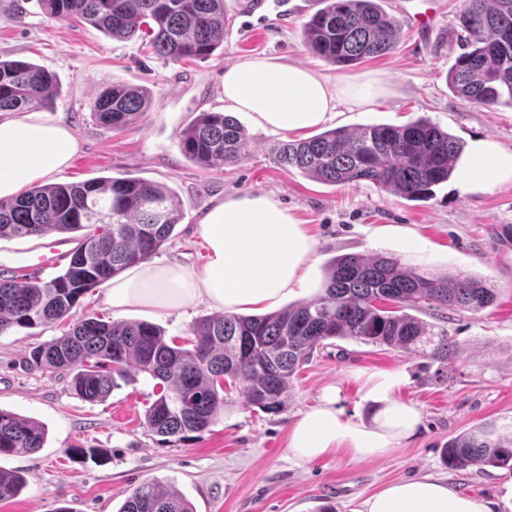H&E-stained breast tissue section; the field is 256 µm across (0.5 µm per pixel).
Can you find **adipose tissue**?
Returning a JSON list of instances; mask_svg holds the SVG:
<instances>
[{"label":"adipose tissue","instance_id":"ef3b65f1","mask_svg":"<svg viewBox=\"0 0 512 512\" xmlns=\"http://www.w3.org/2000/svg\"><path fill=\"white\" fill-rule=\"evenodd\" d=\"M225 104L248 113L273 134L320 126L338 105L372 104L387 90L375 77L328 79L311 69L270 57L239 61L224 71ZM77 142L70 127L38 112L0 119V200L28 191L66 168ZM461 194L475 195L512 184V149L490 136L469 140L455 165ZM197 231L208 257L199 269L148 259L110 281L104 299L119 315L132 308L160 312L195 303L226 314L263 309L292 294L318 293L322 282L314 256L318 243L295 215L273 196H229L208 209ZM396 377L374 381L367 393L373 407L366 419H353L336 406L335 390L301 413L288 432V448L304 462L343 451L355 457L379 456L412 438L420 410L394 395ZM360 512H491L489 505L448 483L414 478L390 483L370 495Z\"/></svg>","mask_w":512,"mask_h":512}]
</instances>
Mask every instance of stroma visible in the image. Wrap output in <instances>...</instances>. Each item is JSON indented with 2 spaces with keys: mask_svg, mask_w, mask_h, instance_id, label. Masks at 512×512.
Masks as SVG:
<instances>
[{
  "mask_svg": "<svg viewBox=\"0 0 512 512\" xmlns=\"http://www.w3.org/2000/svg\"><path fill=\"white\" fill-rule=\"evenodd\" d=\"M252 2L225 0L230 26L212 56L173 63L142 37L115 40L85 23L43 17L37 0H0V59L29 61L55 74L57 97L48 114L68 124L78 143L52 182L125 177L172 188L183 216L156 256L194 267L206 260L197 225L208 208L229 195L274 194L317 239L318 273L339 255L386 254L410 266L486 280L496 302L475 314L450 315L447 323L449 336L481 352L450 361L437 379L421 359L335 340L303 366L281 413L237 401L201 436L165 443L145 424L158 392L153 379L141 375L120 383L105 401H82L69 375L29 364L33 348L59 336L57 326L13 330L0 335V409L41 422L47 436L37 453L0 457V469L26 480L19 496L0 503V512H118L146 482L174 488L194 512H317L327 503L336 512H358L386 484L422 476L490 502L493 512H512V468L451 469L441 455L449 438L483 423L512 426V184L464 196L448 181L422 201L366 182L323 184L277 166L271 150L278 135L256 129L244 112L237 118L249 145L237 163L204 170L179 148L180 132L198 113L223 111L225 68L251 57H278L331 79L372 74L386 83L385 98L345 110L331 128L353 131L426 117L460 141L489 135L511 148L512 103L468 104L448 87V70L460 52L456 16L463 0H382L401 25L400 39L390 53L355 66L332 65L306 47L303 26L319 0H288V15L269 10L259 21L249 18ZM115 82L147 89L149 106L137 125L112 131L97 123L90 103ZM386 225L409 227L413 235L375 242L374 230ZM209 314L196 304L164 313L136 309L127 318L159 325L181 342ZM378 375L397 376L395 396L420 409L423 424L413 438L364 459L336 454L302 462L290 454L291 423L318 404L324 389L335 387L336 405L346 415L364 417L371 409V379Z\"/></svg>",
  "mask_w": 512,
  "mask_h": 512,
  "instance_id": "stroma-1",
  "label": "stroma"
}]
</instances>
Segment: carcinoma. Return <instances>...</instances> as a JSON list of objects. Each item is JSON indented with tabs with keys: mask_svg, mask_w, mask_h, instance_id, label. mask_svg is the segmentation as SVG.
I'll list each match as a JSON object with an SVG mask.
<instances>
[{
	"mask_svg": "<svg viewBox=\"0 0 512 512\" xmlns=\"http://www.w3.org/2000/svg\"><path fill=\"white\" fill-rule=\"evenodd\" d=\"M304 38L311 52L350 66L391 52L399 22L376 0H321ZM44 17L87 22L118 39L141 32L172 62L207 58L224 42V0H38ZM462 52L448 71V87L461 101H512V0H466L457 15ZM56 79L43 66L0 60V112L49 109ZM145 89L115 82L90 103L105 127L127 128L145 115ZM186 159L211 170L237 162L248 147L243 126L223 112H201L179 135ZM463 144L427 118L405 125L332 129L309 139L274 145L277 165L325 184L368 182L408 200L433 195L451 177ZM180 221L174 191L136 178L102 177L36 186L0 202V239L70 235L76 246L55 277L0 278V334L64 324L63 334L30 354L41 370L66 371L74 394L105 400L117 380L143 374L160 390L145 412L147 428L168 442L205 432L234 402L271 415L285 408L292 379L328 340L351 339L424 360L442 376L464 347L448 330L410 314L427 306L445 315L478 313L495 289L461 272L448 277L410 267L392 255L346 254L333 260L323 292L311 301L264 315L201 318L189 344L140 321H104L79 312L91 289L148 259ZM112 225L107 231L104 225ZM46 441L40 423L0 410V456L35 454ZM448 466L512 468V430L493 422L460 433L443 448ZM26 481L0 470V502L19 495ZM118 512H194L178 492L157 482L137 487Z\"/></svg>",
	"mask_w": 512,
	"mask_h": 512,
	"instance_id": "carcinoma-1",
	"label": "carcinoma"
}]
</instances>
